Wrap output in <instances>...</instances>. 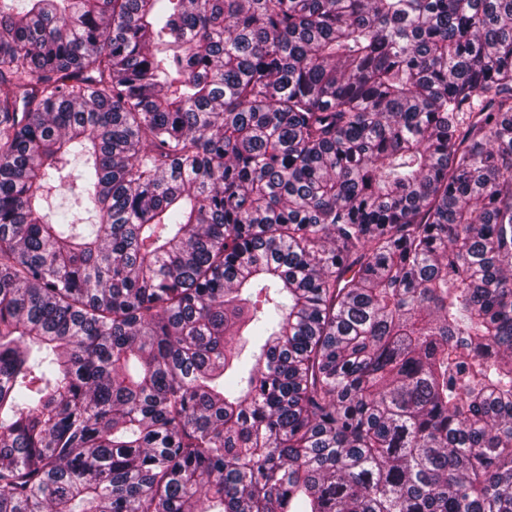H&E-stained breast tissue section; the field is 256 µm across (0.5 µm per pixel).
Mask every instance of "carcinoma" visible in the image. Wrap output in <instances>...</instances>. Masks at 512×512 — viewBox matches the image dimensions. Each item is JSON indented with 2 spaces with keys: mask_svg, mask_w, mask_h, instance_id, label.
<instances>
[{
  "mask_svg": "<svg viewBox=\"0 0 512 512\" xmlns=\"http://www.w3.org/2000/svg\"><path fill=\"white\" fill-rule=\"evenodd\" d=\"M0 86V512H512V0H0Z\"/></svg>",
  "mask_w": 512,
  "mask_h": 512,
  "instance_id": "1",
  "label": "carcinoma"
}]
</instances>
